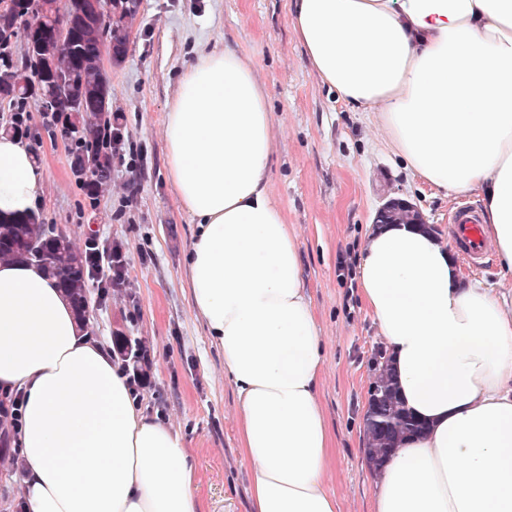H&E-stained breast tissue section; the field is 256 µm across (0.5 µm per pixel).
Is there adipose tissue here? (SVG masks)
Instances as JSON below:
<instances>
[{
    "label": "adipose tissue",
    "instance_id": "obj_1",
    "mask_svg": "<svg viewBox=\"0 0 512 512\" xmlns=\"http://www.w3.org/2000/svg\"><path fill=\"white\" fill-rule=\"evenodd\" d=\"M290 22L384 149L437 192L478 197L512 278V0H295ZM272 120L254 65L199 52L165 114L167 172L195 223L192 309L236 390L251 512H339L325 343L270 190ZM41 180L1 131L0 215L33 212ZM357 282L398 396L427 425L376 471L372 512H512V307L417 224L368 225ZM15 391L28 512H197L180 432L143 413L56 280L23 260L0 264V393Z\"/></svg>",
    "mask_w": 512,
    "mask_h": 512
}]
</instances>
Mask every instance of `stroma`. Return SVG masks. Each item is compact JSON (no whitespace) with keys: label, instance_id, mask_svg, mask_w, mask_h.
<instances>
[{"label":"stroma","instance_id":"1","mask_svg":"<svg viewBox=\"0 0 512 512\" xmlns=\"http://www.w3.org/2000/svg\"><path fill=\"white\" fill-rule=\"evenodd\" d=\"M291 0H140L120 61L104 59L125 151L112 188L88 199L71 170V141L37 103L0 101V127L23 114L21 135L44 172L40 222L79 246L120 244L119 287L90 286L89 330L109 348L131 344L127 373L148 414L182 434L197 471L198 512H250L237 395L224 355L190 304L186 257L194 224L166 171L164 114L200 51L230 46L251 62L273 112L270 185L299 244L305 293L326 339L318 390L333 435L328 485L340 512H371L374 475L362 418L383 344L354 278L362 235L392 198L451 236L455 199L433 193L382 150L358 112L312 70L290 23ZM23 461L0 433V512H19Z\"/></svg>","mask_w":512,"mask_h":512}]
</instances>
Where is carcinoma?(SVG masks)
Wrapping results in <instances>:
<instances>
[{
  "label": "carcinoma",
  "instance_id": "carcinoma-1",
  "mask_svg": "<svg viewBox=\"0 0 512 512\" xmlns=\"http://www.w3.org/2000/svg\"><path fill=\"white\" fill-rule=\"evenodd\" d=\"M58 2L37 0L39 45L25 41V52L17 61L5 52L7 46L0 47V75L8 81L7 97L20 109L31 100L40 104L60 96L72 102L60 115L61 126L72 140L74 158L86 160L93 169V180L84 183L93 199L112 181V103L102 54L110 49L112 56H124L137 4L125 7L109 25L90 16L89 0H66L61 40ZM18 259L43 267L58 281L77 315L87 319L91 253L75 246L66 234L48 231L33 215L0 220V261ZM363 428L365 453L373 462L386 460L406 436L424 428L404 409L387 367L376 374Z\"/></svg>",
  "mask_w": 512,
  "mask_h": 512
}]
</instances>
